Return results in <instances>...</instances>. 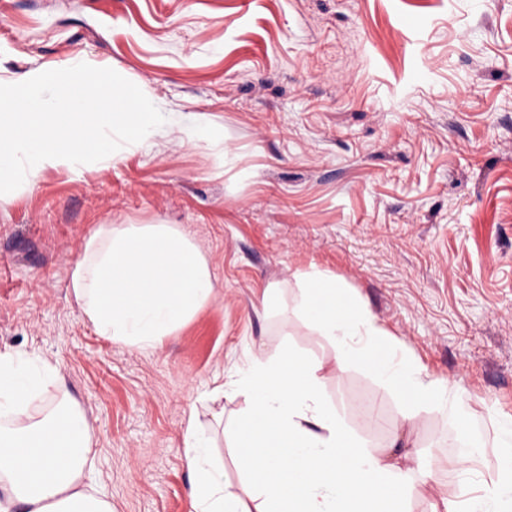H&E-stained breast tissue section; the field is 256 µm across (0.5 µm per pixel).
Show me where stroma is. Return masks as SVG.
<instances>
[{"label": "stroma", "instance_id": "35a3bbf8", "mask_svg": "<svg viewBox=\"0 0 512 512\" xmlns=\"http://www.w3.org/2000/svg\"><path fill=\"white\" fill-rule=\"evenodd\" d=\"M79 57L146 91L166 122L114 162L43 171L0 195V350L57 365L31 409L83 411L87 471L112 512H192L182 440L214 439L239 474L220 393L248 350L289 343L321 364L357 433L409 460L408 512H440L505 476L512 417V0H0V68L21 78ZM194 127L193 142L180 129ZM233 154H225V147ZM101 224L188 231L216 298L159 347L99 336L71 269ZM357 296L399 355L462 395L419 409L297 317L303 273ZM282 300L263 312L268 283ZM481 447L465 484L454 444Z\"/></svg>", "mask_w": 512, "mask_h": 512}]
</instances>
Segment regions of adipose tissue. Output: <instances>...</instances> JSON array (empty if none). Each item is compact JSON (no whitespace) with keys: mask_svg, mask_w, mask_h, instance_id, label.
<instances>
[{"mask_svg":"<svg viewBox=\"0 0 512 512\" xmlns=\"http://www.w3.org/2000/svg\"><path fill=\"white\" fill-rule=\"evenodd\" d=\"M71 287L100 336L139 349L157 347L215 295L199 248L166 224L99 225ZM298 311L314 335L336 342L338 367L358 361L394 391L408 425L427 404L456 415L460 393L398 356L376 317L335 278L307 274ZM60 379L38 356L0 351V512H112L87 480L84 413L72 406L29 413L43 384ZM230 388L244 406L227 417L224 434L244 480L227 490L209 439L187 425L194 512H404L416 491L409 467L369 448L328 399L319 364L287 346L274 354L253 348Z\"/></svg>","mask_w":512,"mask_h":512,"instance_id":"adipose-tissue-1","label":"adipose tissue"}]
</instances>
